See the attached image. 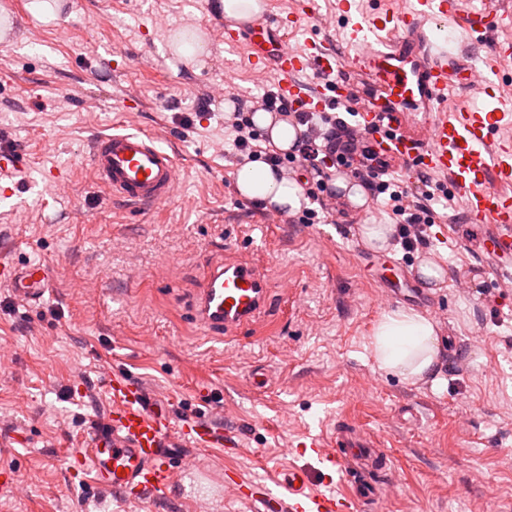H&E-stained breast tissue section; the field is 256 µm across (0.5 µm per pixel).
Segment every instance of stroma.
Returning <instances> with one entry per match:
<instances>
[{"mask_svg": "<svg viewBox=\"0 0 512 512\" xmlns=\"http://www.w3.org/2000/svg\"><path fill=\"white\" fill-rule=\"evenodd\" d=\"M32 3L0 0V13L22 14L0 47V134L27 160L15 195L0 199V256L44 262L56 278L33 307L0 285V469L27 488H0V512H195L180 490L144 507L73 473L70 454L106 418L103 391L115 372L170 401L178 418L236 434V454H201L209 469L248 479L317 472L316 457L285 447L345 420L377 435L392 458L387 512H512V287L473 276L494 261L468 239L463 205L437 206L430 244L412 257L385 250L406 259L439 312V379L412 385L380 370L367 348L394 305L380 299V264L359 257L360 227L391 216L376 204L349 206L334 221L300 224L238 193L220 89L232 83L248 111L275 79L211 35L217 0ZM311 6L289 44L316 37L355 54L338 0ZM186 30L198 42L190 56L177 51ZM424 30L496 73L497 85L512 84V59L462 40L460 24L428 21ZM129 95L139 110H126ZM135 130L175 152L171 201L133 209L92 178L91 139ZM222 256L258 260L270 295L258 322L227 342L200 326L195 306ZM427 257L444 270L442 283L420 279ZM258 368L269 375L262 390ZM11 428L27 443H10Z\"/></svg>", "mask_w": 512, "mask_h": 512, "instance_id": "stroma-1", "label": "stroma"}]
</instances>
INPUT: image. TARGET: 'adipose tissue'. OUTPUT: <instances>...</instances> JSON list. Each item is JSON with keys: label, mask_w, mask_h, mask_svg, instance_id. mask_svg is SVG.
Returning a JSON list of instances; mask_svg holds the SVG:
<instances>
[{"label": "adipose tissue", "mask_w": 512, "mask_h": 512, "mask_svg": "<svg viewBox=\"0 0 512 512\" xmlns=\"http://www.w3.org/2000/svg\"><path fill=\"white\" fill-rule=\"evenodd\" d=\"M240 194L257 199L275 209L297 210L303 191L296 181L268 164L254 162L237 176ZM379 369L398 374L403 381L418 383L436 376L440 367L438 330L428 317L406 308L383 313L370 339Z\"/></svg>", "instance_id": "obj_1"}]
</instances>
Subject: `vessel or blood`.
Here are the masks:
<instances>
[{
    "label": "vessel or blood",
    "instance_id": "vessel-or-blood-1",
    "mask_svg": "<svg viewBox=\"0 0 512 512\" xmlns=\"http://www.w3.org/2000/svg\"><path fill=\"white\" fill-rule=\"evenodd\" d=\"M349 18L347 37L358 49L341 60L325 43L311 39L293 47L283 39L297 27V12L265 13L252 20L219 26L225 45H246L252 65L275 77L278 95L302 112H329L356 94L358 85L374 97L358 107V124L368 144L391 169L424 170L445 178L458 195L470 222L487 227L480 245L497 258L492 274L498 282L512 280V113L497 98L494 81L458 59L449 47L430 48L423 29L427 20L463 19L470 40L483 39L511 14L501 0H487L484 10L463 14L459 0H416L415 8H382L373 0L358 10L356 0H339ZM316 74L313 85L301 76ZM480 86L485 101L451 113L433 106L451 86ZM90 170L108 193L134 208L172 199L177 190L175 153L161 147L145 131L115 132L96 137L89 149ZM25 158L10 144L0 145V196L14 193L5 177L21 169ZM13 296L33 306L51 286L49 267L41 262L16 264L0 257V283ZM267 277L252 261L214 263L197 300L201 319L233 335L257 321L266 306ZM112 402L107 418L93 427L90 445L76 449L80 470L100 488L135 503L156 499L184 487L201 486L209 473L195 457L198 449L238 448L236 438L210 425L175 419L167 404L152 398L142 385L123 375L106 384ZM300 452L317 456L323 491L312 489L304 469H292L273 483H255L234 470L219 478L241 500L260 504L263 512H362L381 501L392 468L380 440L354 424H337L329 440L311 439ZM347 484L345 495L331 489L334 477Z\"/></svg>",
    "mask_w": 512,
    "mask_h": 512
}]
</instances>
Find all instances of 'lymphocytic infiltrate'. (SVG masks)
<instances>
[{
	"instance_id": "obj_1",
	"label": "lymphocytic infiltrate",
	"mask_w": 512,
	"mask_h": 512,
	"mask_svg": "<svg viewBox=\"0 0 512 512\" xmlns=\"http://www.w3.org/2000/svg\"><path fill=\"white\" fill-rule=\"evenodd\" d=\"M261 107L263 111L277 113L288 122L303 126L302 136L297 139L290 152L259 151L260 130L253 122L251 113L237 109L232 113L231 122L235 155L241 162L261 156L266 163L277 169L298 162L314 173L315 184L306 190L313 206L299 216V223L312 224L318 218L329 217L330 209L323 194L328 190L330 179L325 167L333 163L350 168L353 176L361 181L372 198L383 199L395 221V240L405 252L411 253L426 246V232L434 222V212L428 205L433 198L428 191L432 182L429 174L422 173L418 176L419 183L426 188L425 193H413L405 182L385 177L382 169L355 163L354 154L359 137L351 123L337 113L322 112L313 115L293 110L288 102L279 98L272 90L264 93Z\"/></svg>"
}]
</instances>
